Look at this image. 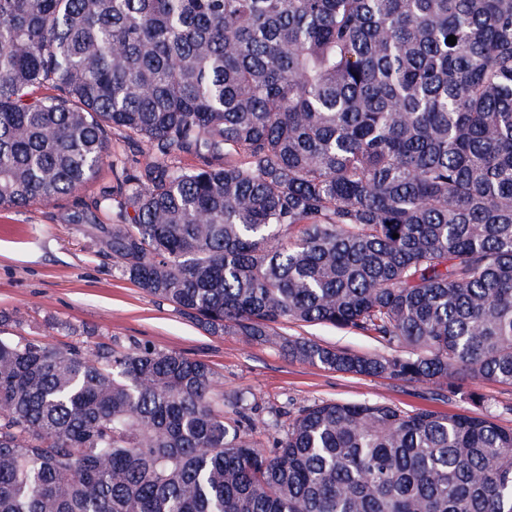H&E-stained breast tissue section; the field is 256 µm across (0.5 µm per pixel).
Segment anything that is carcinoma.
Instances as JSON below:
<instances>
[{
    "instance_id": "obj_1",
    "label": "carcinoma",
    "mask_w": 512,
    "mask_h": 512,
    "mask_svg": "<svg viewBox=\"0 0 512 512\" xmlns=\"http://www.w3.org/2000/svg\"><path fill=\"white\" fill-rule=\"evenodd\" d=\"M113 130L156 156L97 202L149 295L295 362L512 386V0H0V207L91 181ZM250 426L201 359L0 335V512H512L488 417ZM278 331L288 336H304L324 346L349 348L362 353L389 354L405 350L397 346L386 347L371 337L329 324L298 325L284 321L279 325Z\"/></svg>"
}]
</instances>
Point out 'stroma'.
Here are the masks:
<instances>
[{"mask_svg": "<svg viewBox=\"0 0 512 512\" xmlns=\"http://www.w3.org/2000/svg\"><path fill=\"white\" fill-rule=\"evenodd\" d=\"M110 157L71 194L25 207L0 208V332L58 347L105 343L148 345L209 363L225 391H245L255 407L252 436L270 447L274 420L313 402H383L405 411L485 414L512 427V386L472 380L478 401L387 377L344 374L288 360L277 348L234 332L213 334L179 308L123 278L112 260V219L96 212L104 188L122 167L142 168L153 155L124 133L109 135ZM87 215L78 223V215ZM280 333L322 345L383 354L371 337L329 324L282 322Z\"/></svg>", "mask_w": 512, "mask_h": 512, "instance_id": "1", "label": "stroma"}]
</instances>
